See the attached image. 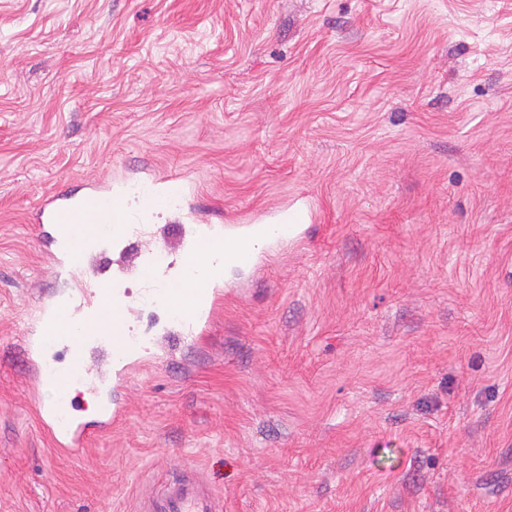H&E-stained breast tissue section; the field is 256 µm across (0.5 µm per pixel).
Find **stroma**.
I'll list each match as a JSON object with an SVG mask.
<instances>
[{
    "instance_id": "stroma-1",
    "label": "stroma",
    "mask_w": 512,
    "mask_h": 512,
    "mask_svg": "<svg viewBox=\"0 0 512 512\" xmlns=\"http://www.w3.org/2000/svg\"><path fill=\"white\" fill-rule=\"evenodd\" d=\"M171 176L87 260L148 346L59 454L26 346L78 278L32 216ZM300 211L201 333L144 302L136 253L173 281ZM182 472L217 512H512V0H0V512H145Z\"/></svg>"
}]
</instances>
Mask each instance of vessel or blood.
<instances>
[{"label": "vessel or blood", "mask_w": 512, "mask_h": 512, "mask_svg": "<svg viewBox=\"0 0 512 512\" xmlns=\"http://www.w3.org/2000/svg\"><path fill=\"white\" fill-rule=\"evenodd\" d=\"M156 204L154 195L141 199L138 208H130L124 195L105 194L88 185L79 190L58 189L47 194L36 211V221L49 225L56 241L63 244V256L69 265L81 266L90 249L107 239L121 238L132 225L149 222ZM201 251L189 256L182 269L181 287H171L159 273V262L147 257L142 273L150 303L176 311L180 323L190 333L206 327L215 303L214 287L222 278L228 261H245L250 251L245 247L229 250L223 233L208 232L201 240ZM113 318L111 334L124 339L125 326L135 309L127 295L108 280H97L71 294L68 301L43 307L40 342L30 344L27 353L36 366L38 386L47 388L48 396L39 397L40 420L58 451L85 445L92 430H105L117 418L110 399L98 401V420L89 424L74 417L68 400L78 384L91 377L80 349H72L69 368L60 370L45 359V345L68 339L73 316L79 315L86 326H94L103 314ZM215 497L191 478L181 479L155 497L150 512H215Z\"/></svg>", "instance_id": "1"}]
</instances>
